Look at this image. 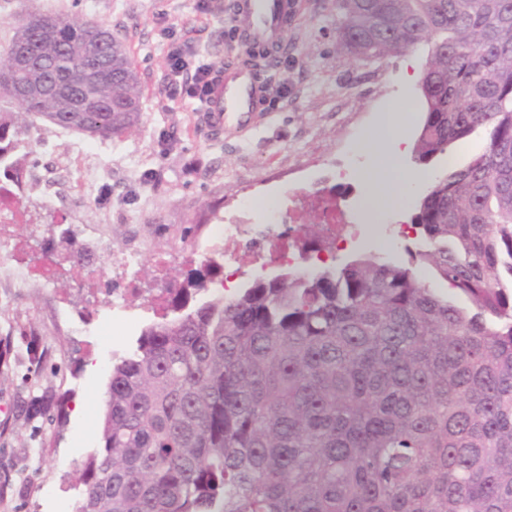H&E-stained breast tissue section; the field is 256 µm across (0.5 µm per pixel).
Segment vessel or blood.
<instances>
[{
	"instance_id": "obj_1",
	"label": "vessel or blood",
	"mask_w": 512,
	"mask_h": 512,
	"mask_svg": "<svg viewBox=\"0 0 512 512\" xmlns=\"http://www.w3.org/2000/svg\"><path fill=\"white\" fill-rule=\"evenodd\" d=\"M296 8V0H238L237 11L247 23L234 36V50H255L266 60L276 59L296 21ZM268 98L267 81L253 64L237 55L214 67L199 119L214 138L228 131H248L257 125L260 108Z\"/></svg>"
}]
</instances>
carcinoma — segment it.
<instances>
[{"instance_id":"obj_1","label":"carcinoma","mask_w":512,"mask_h":512,"mask_svg":"<svg viewBox=\"0 0 512 512\" xmlns=\"http://www.w3.org/2000/svg\"><path fill=\"white\" fill-rule=\"evenodd\" d=\"M54 38L40 37L42 25ZM100 24L26 0L0 54V178L19 183L31 116L103 140L135 127L140 89ZM336 40L357 58L429 45L426 164L476 129L485 150L448 170L411 218V263L372 256L283 271L161 320L112 365L102 435L78 512H512V0H336ZM29 53L32 65L13 71ZM65 80L96 99L16 85ZM429 265L457 306L422 284ZM51 408L44 394L29 420ZM415 272L420 281L430 286L431 288H435L437 293L443 296H453L455 301L460 306H467L468 302L466 298L462 295L457 294L454 290L448 288L445 283L440 282L434 276L432 269L426 265H416Z\"/></svg>"}]
</instances>
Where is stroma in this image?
I'll return each instance as SVG.
<instances>
[{
	"instance_id": "obj_1",
	"label": "stroma",
	"mask_w": 512,
	"mask_h": 512,
	"mask_svg": "<svg viewBox=\"0 0 512 512\" xmlns=\"http://www.w3.org/2000/svg\"><path fill=\"white\" fill-rule=\"evenodd\" d=\"M34 0L43 12L105 24L136 70L141 114L115 140H100L41 120L29 140L39 158L29 165L19 215L0 223V345L10 348L0 366V512H76L78 478L97 447L113 364L127 355L141 330L157 320L173 284L202 264L187 250L207 225L250 205L263 224V206L289 209L293 191H316L343 210L345 224L365 223L363 173L394 156L405 173H424L376 226L362 232L330 264L374 256L409 261L419 246L410 218L416 202L449 166L465 165L489 142L479 129L428 165L395 152L388 127L415 140L423 104L419 85L407 81L403 62L424 69L427 46L409 55L366 63L338 45L336 0H300L288 33V51L263 75L273 93L260 126L249 133L210 138L196 124L197 103L166 87L167 31L190 38L191 54L227 59L226 32L241 25L234 0ZM95 243L115 252L142 250L146 266L120 312L111 284L81 271L70 244ZM57 256L49 284L23 286L17 276L43 252ZM43 352L31 362L26 334ZM53 395L48 417L30 422L23 411L31 391ZM85 410L74 414L75 401Z\"/></svg>"
}]
</instances>
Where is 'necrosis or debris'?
Returning a JSON list of instances; mask_svg holds the SVG:
<instances>
[{
  "mask_svg": "<svg viewBox=\"0 0 512 512\" xmlns=\"http://www.w3.org/2000/svg\"><path fill=\"white\" fill-rule=\"evenodd\" d=\"M301 205L293 209V217H301L303 210L321 211L322 238L305 242L303 235L288 236L279 224L245 223L243 216L231 215L211 225L206 237L194 245L196 255L205 263L226 262L248 268L252 274L264 276L281 266H291L306 273L321 263L328 245H340L346 238L338 234L342 211L326 203L319 194L303 193Z\"/></svg>",
  "mask_w": 512,
  "mask_h": 512,
  "instance_id": "obj_1",
  "label": "necrosis or debris"
}]
</instances>
